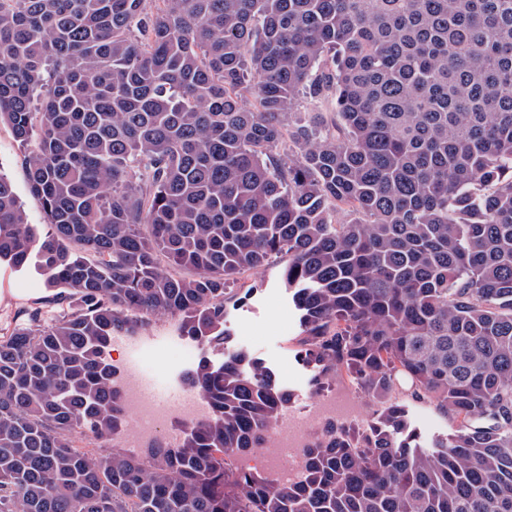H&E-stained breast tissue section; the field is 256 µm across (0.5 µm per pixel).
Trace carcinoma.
Wrapping results in <instances>:
<instances>
[{
  "mask_svg": "<svg viewBox=\"0 0 512 512\" xmlns=\"http://www.w3.org/2000/svg\"><path fill=\"white\" fill-rule=\"evenodd\" d=\"M0 124L49 227L0 174V263L57 308L0 336V512H512V0H0ZM281 256L312 386L377 404L293 483L237 465L291 395L224 307ZM158 315L211 413L121 448ZM404 405L412 427L419 431L424 439L437 435L450 434L455 430L456 422L448 413L438 410L433 403L412 400L404 397Z\"/></svg>",
  "mask_w": 512,
  "mask_h": 512,
  "instance_id": "carcinoma-1",
  "label": "carcinoma"
}]
</instances>
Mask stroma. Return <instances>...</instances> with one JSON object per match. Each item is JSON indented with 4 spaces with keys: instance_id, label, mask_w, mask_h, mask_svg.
<instances>
[{
    "instance_id": "35a3bbf8",
    "label": "stroma",
    "mask_w": 512,
    "mask_h": 512,
    "mask_svg": "<svg viewBox=\"0 0 512 512\" xmlns=\"http://www.w3.org/2000/svg\"><path fill=\"white\" fill-rule=\"evenodd\" d=\"M21 149L10 129L0 125V173L13 183L16 193L33 224H42L39 201L27 185L21 164ZM282 262H274L262 271L245 274L240 288L249 290L248 299L227 306L228 322L236 347L271 368L282 387L292 395L293 404H300L314 396L310 372L299 354L301 328L299 316L285 288L281 286ZM50 294L46 279L31 269L18 270L0 265V336L11 333L20 322L23 310L40 305ZM142 359L154 377L158 388L169 392L179 386L178 375L194 365L174 350L155 353L144 350ZM412 427L423 438L452 433L456 422L450 415L438 410L433 403L406 400Z\"/></svg>"
}]
</instances>
